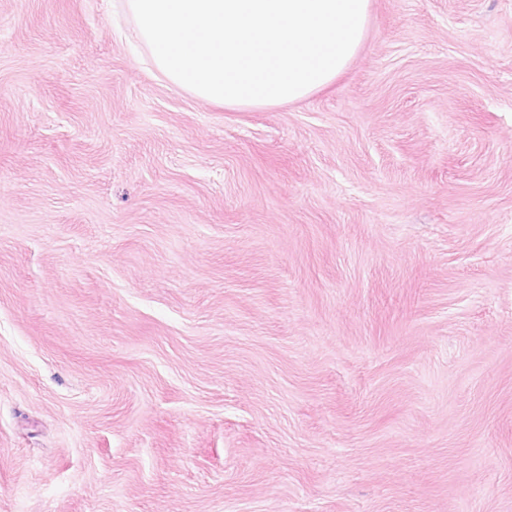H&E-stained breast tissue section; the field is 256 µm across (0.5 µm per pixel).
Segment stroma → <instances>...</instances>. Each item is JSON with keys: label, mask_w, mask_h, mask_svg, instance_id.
Returning <instances> with one entry per match:
<instances>
[{"label": "stroma", "mask_w": 512, "mask_h": 512, "mask_svg": "<svg viewBox=\"0 0 512 512\" xmlns=\"http://www.w3.org/2000/svg\"><path fill=\"white\" fill-rule=\"evenodd\" d=\"M0 0V512H512V0H371L310 98Z\"/></svg>", "instance_id": "35a3bbf8"}]
</instances>
